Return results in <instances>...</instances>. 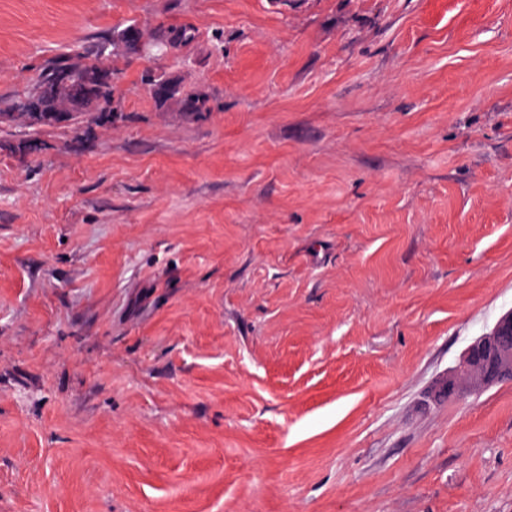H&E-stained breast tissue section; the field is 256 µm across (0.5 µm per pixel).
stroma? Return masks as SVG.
I'll return each mask as SVG.
<instances>
[{
  "mask_svg": "<svg viewBox=\"0 0 512 512\" xmlns=\"http://www.w3.org/2000/svg\"><path fill=\"white\" fill-rule=\"evenodd\" d=\"M136 21L111 121H0V512H512V0H0V97ZM151 70L210 109L156 106ZM145 34L148 37L149 43L156 49L158 55L168 53V48L174 47L178 42L186 43L191 39V34L187 28L169 30L158 29L148 34L144 31V38ZM507 381L512 382V310L467 346L458 364L432 390L431 397L449 400Z\"/></svg>",
  "mask_w": 512,
  "mask_h": 512,
  "instance_id": "obj_1",
  "label": "stroma"
}]
</instances>
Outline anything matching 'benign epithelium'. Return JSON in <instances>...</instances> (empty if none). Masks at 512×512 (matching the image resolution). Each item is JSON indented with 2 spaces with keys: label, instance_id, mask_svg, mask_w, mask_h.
Instances as JSON below:
<instances>
[{
  "label": "benign epithelium",
  "instance_id": "1",
  "mask_svg": "<svg viewBox=\"0 0 512 512\" xmlns=\"http://www.w3.org/2000/svg\"><path fill=\"white\" fill-rule=\"evenodd\" d=\"M91 74L71 71L58 77L61 102L59 111L80 108L90 120L99 117L90 88ZM143 89L153 97H161L170 89V79L150 75ZM512 382V310L502 315L487 333L473 340L463 352L458 364L448 371L431 392L434 399H453L467 392L478 391L502 382Z\"/></svg>",
  "mask_w": 512,
  "mask_h": 512
}]
</instances>
